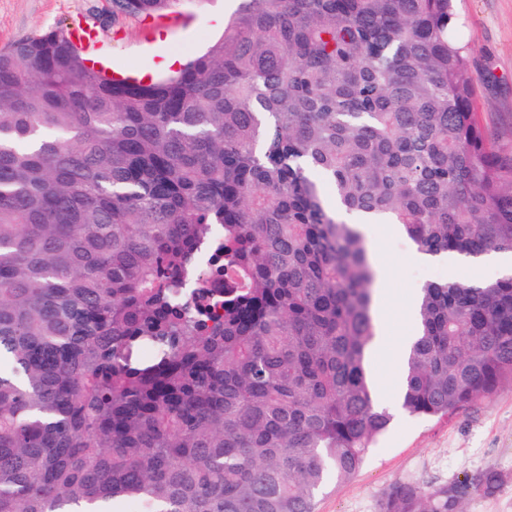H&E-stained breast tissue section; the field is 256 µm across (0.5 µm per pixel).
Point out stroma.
I'll use <instances>...</instances> for the list:
<instances>
[{
	"label": "stroma",
	"mask_w": 512,
	"mask_h": 512,
	"mask_svg": "<svg viewBox=\"0 0 512 512\" xmlns=\"http://www.w3.org/2000/svg\"><path fill=\"white\" fill-rule=\"evenodd\" d=\"M241 0H174L150 16L113 13L112 0H0V49L60 24L93 25L94 44L113 71L158 75L162 53L188 60L224 33ZM458 35L467 44L476 82V110L499 145L512 150V0H455ZM379 264L376 312L389 322L386 353L374 361L379 391L395 396L402 371L403 337L416 329L409 300L435 281H490L495 266L457 267L420 262L415 245L389 224L363 227ZM492 469L502 476L498 492L471 496L466 512H512V384L443 419L397 418L370 448L350 479L330 482L316 512H380L388 488L398 481L423 486L449 484Z\"/></svg>",
	"instance_id": "stroma-1"
}]
</instances>
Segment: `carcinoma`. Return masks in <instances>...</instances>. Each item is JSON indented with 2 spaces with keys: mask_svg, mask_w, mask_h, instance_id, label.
<instances>
[{
  "mask_svg": "<svg viewBox=\"0 0 512 512\" xmlns=\"http://www.w3.org/2000/svg\"><path fill=\"white\" fill-rule=\"evenodd\" d=\"M458 26L453 0H242L148 84L64 27L0 49V512H315L358 472L392 420L359 225L512 254V156ZM216 227L224 291L188 303L175 285ZM414 314L408 416L512 382V273L428 283ZM500 485L397 482L381 512H464Z\"/></svg>",
  "mask_w": 512,
  "mask_h": 512,
  "instance_id": "carcinoma-1",
  "label": "carcinoma"
}]
</instances>
